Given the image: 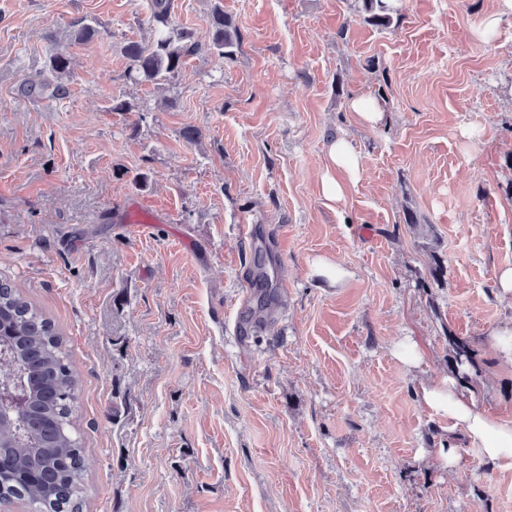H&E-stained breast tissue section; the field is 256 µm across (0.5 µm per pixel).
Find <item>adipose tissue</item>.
Instances as JSON below:
<instances>
[{
    "mask_svg": "<svg viewBox=\"0 0 512 512\" xmlns=\"http://www.w3.org/2000/svg\"><path fill=\"white\" fill-rule=\"evenodd\" d=\"M327 155L321 179L323 196L327 201L338 202L344 198L348 183L359 176L358 154L349 141L340 138L329 144ZM422 393L428 406L461 429L481 458L501 471L512 472V422L490 419L452 378L423 387Z\"/></svg>",
    "mask_w": 512,
    "mask_h": 512,
    "instance_id": "obj_1",
    "label": "adipose tissue"
}]
</instances>
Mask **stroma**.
I'll return each instance as SVG.
<instances>
[{
	"mask_svg": "<svg viewBox=\"0 0 512 512\" xmlns=\"http://www.w3.org/2000/svg\"><path fill=\"white\" fill-rule=\"evenodd\" d=\"M173 4L172 29L205 45L218 8L241 47L158 87L124 53L153 36L150 0H0V278L80 372L83 512H512V472L421 393L455 376L454 335L477 407L512 420L490 335L512 322L495 285L512 267V12L488 39L490 0H394L382 30L355 0ZM80 17L97 36L72 37ZM57 45L65 98L21 95ZM357 96L381 97L385 123L361 124ZM339 137L361 174L332 204ZM133 202L156 223L126 222ZM246 224L282 259L273 325L243 336ZM407 339L418 364L393 354ZM451 341L459 378L469 382V379L471 380L470 370L477 371L475 355L470 342L464 338H453Z\"/></svg>",
	"mask_w": 512,
	"mask_h": 512,
	"instance_id": "35a3bbf8",
	"label": "stroma"
}]
</instances>
